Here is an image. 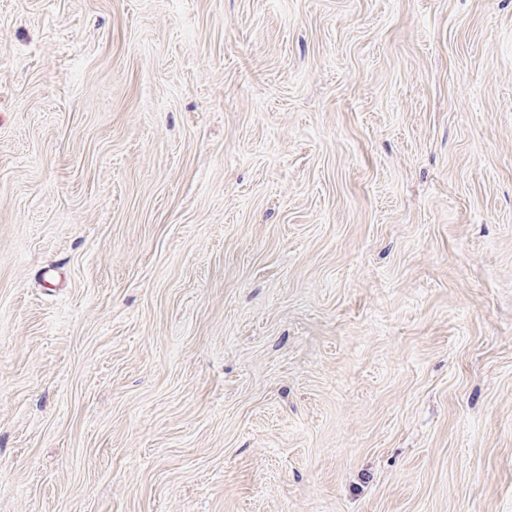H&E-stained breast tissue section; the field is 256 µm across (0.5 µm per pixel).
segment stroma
Wrapping results in <instances>:
<instances>
[{
	"mask_svg": "<svg viewBox=\"0 0 512 512\" xmlns=\"http://www.w3.org/2000/svg\"><path fill=\"white\" fill-rule=\"evenodd\" d=\"M0 512H512V0H0Z\"/></svg>",
	"mask_w": 512,
	"mask_h": 512,
	"instance_id": "35a3bbf8",
	"label": "stroma"
}]
</instances>
